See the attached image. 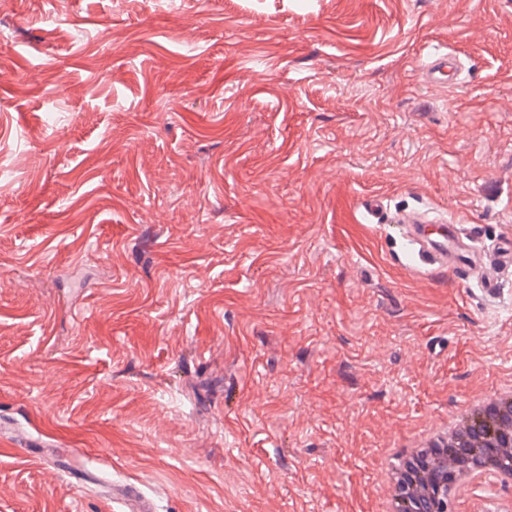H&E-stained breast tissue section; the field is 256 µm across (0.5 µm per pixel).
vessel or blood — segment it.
I'll list each match as a JSON object with an SVG mask.
<instances>
[{
	"label": "vessel or blood",
	"instance_id": "b4317fda",
	"mask_svg": "<svg viewBox=\"0 0 512 512\" xmlns=\"http://www.w3.org/2000/svg\"><path fill=\"white\" fill-rule=\"evenodd\" d=\"M458 58L451 53L433 54L425 68L427 81H454ZM398 230L405 241L403 256L407 263L424 262L435 269L452 272L462 281H476L485 295H497L505 277L512 276V238L499 240L490 249H481L476 234H465L463 224H427L418 212L399 217ZM112 501L116 512H155L151 499L135 484L114 487Z\"/></svg>",
	"mask_w": 512,
	"mask_h": 512
}]
</instances>
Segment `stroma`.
<instances>
[{"instance_id":"obj_1","label":"stroma","mask_w":512,"mask_h":512,"mask_svg":"<svg viewBox=\"0 0 512 512\" xmlns=\"http://www.w3.org/2000/svg\"><path fill=\"white\" fill-rule=\"evenodd\" d=\"M401 211L512 235V0H12L0 512H374L512 380V280L406 269ZM425 79L429 82L448 81V85L456 80L459 70L458 58L452 53L433 54L431 62L425 67ZM112 503L119 506L116 512H155L152 500L129 482L113 487Z\"/></svg>"}]
</instances>
